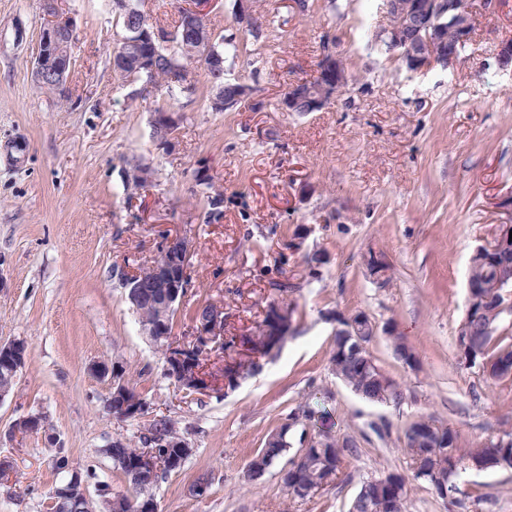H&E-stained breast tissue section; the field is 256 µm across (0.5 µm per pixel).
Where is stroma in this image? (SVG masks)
<instances>
[{
    "label": "stroma",
    "mask_w": 512,
    "mask_h": 512,
    "mask_svg": "<svg viewBox=\"0 0 512 512\" xmlns=\"http://www.w3.org/2000/svg\"><path fill=\"white\" fill-rule=\"evenodd\" d=\"M234 3H209L214 25L239 41L224 77L250 86L259 111H212L200 69L194 93L135 96L113 76L120 27L111 0H67L76 34L69 96L43 92L32 77L39 0H0V342L21 340L29 351L0 403V460L13 467L0 512H49L64 480L60 451L72 470L131 494L103 450L142 424L107 411L100 362L122 363L150 418L171 419L192 449L153 489L158 512H348L362 480L411 474L402 447L413 421L447 424L464 448L512 432V377L487 383L456 348L470 259L512 218L500 206L512 196V76L493 55L512 36V0L478 16L453 69L417 72L376 38L384 0H309L306 12L293 0H254L249 26ZM327 48L343 56L353 89L319 112L282 107L288 85L313 79ZM158 107L179 123L170 149L154 133ZM134 160L154 171L136 194L125 176ZM200 172L224 193L221 221L207 219ZM184 232L195 252L175 333L204 299L223 306L225 335L250 333L276 297L273 282L295 286L294 334L235 387L190 402L120 282L122 269L157 255L163 235ZM372 252L391 267L387 285L366 270ZM316 253L324 262L313 274L307 258ZM356 311L395 325L420 359L413 369L385 337L370 344L399 401L369 402L330 369L336 315ZM316 404L330 411L335 435L357 443L337 484L291 500L280 459L248 481L247 464L272 431L287 428L289 452L302 447L303 426L290 417ZM30 414L47 418L49 434L9 439ZM204 473L208 494L190 496ZM459 488L454 506L412 481L407 512H512V470L466 472Z\"/></svg>",
    "instance_id": "1"
}]
</instances>
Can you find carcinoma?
I'll return each instance as SVG.
<instances>
[{
    "instance_id": "carcinoma-1",
    "label": "carcinoma",
    "mask_w": 512,
    "mask_h": 512,
    "mask_svg": "<svg viewBox=\"0 0 512 512\" xmlns=\"http://www.w3.org/2000/svg\"><path fill=\"white\" fill-rule=\"evenodd\" d=\"M189 8L178 7V19L173 30L168 31L161 24L146 15L140 25L146 30L157 28L166 33L164 43L154 45L145 40L142 51L149 57L157 56L155 69L140 71L134 80L140 82L137 95L165 93L169 96L179 90L191 93L195 89L190 68L202 69L210 83L226 85L225 92L233 95L238 83L224 79V65L228 55L237 51L236 35L221 34L220 59L210 62L192 49L191 32L185 22ZM512 253L500 258L489 252L472 256L467 289V311L460 324L457 339L470 340V347L458 350L459 360L468 366H479L488 381L512 377V342L496 335L499 323L505 316V308L512 309V297L506 292L512 288ZM139 322L150 320L157 315L156 300L143 294L137 302ZM363 312L351 315L337 313L338 330L330 356V368L345 385L370 402L388 403L401 398L399 386L392 380L388 387H382L377 376L382 373L367 349L356 350L348 338L341 335L348 321L357 320ZM389 340L398 359L410 367L418 365L414 350L395 330L388 329ZM177 430L171 420L160 418L139 433L136 440L119 438L112 441L107 452L113 464L121 471L132 488L142 494L155 487L163 478L178 469H165L160 475L150 478L143 476L136 468L137 452L146 445H160L175 438ZM352 447L348 439L341 440L328 431L320 430L310 439L309 446L298 456L289 460L290 468L282 483L293 499L305 500L341 479L346 452ZM286 448L284 433H270L265 445L250 459L247 478L260 480L271 462L281 457ZM402 451L413 463V477L425 481L432 493L451 503H459V488L456 479L467 470H509L512 469V433L490 438L475 448L459 445L457 434L445 425L432 420H418L409 425L404 434ZM408 478L399 472H388L377 478L362 482L352 500L349 512H406Z\"/></svg>"
}]
</instances>
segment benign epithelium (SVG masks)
<instances>
[{"mask_svg": "<svg viewBox=\"0 0 512 512\" xmlns=\"http://www.w3.org/2000/svg\"><path fill=\"white\" fill-rule=\"evenodd\" d=\"M209 0H196L190 6L192 27L197 37V48L204 54L211 53L215 34L207 9ZM45 22L39 33L38 48L33 62V78L38 85L53 84L57 90L66 91L68 78L73 67L72 46L75 30L71 17L62 8V0H40ZM387 24L380 31L379 38L388 41L399 50V57L410 70L440 68L448 69L460 60L462 45L471 42L473 30L469 17L457 11L454 0H386ZM496 63L499 69H512V38L498 44ZM345 63L335 51L325 50L317 65V74L310 81H297L289 85L288 97L282 100L291 112H319L342 93L349 83L343 71ZM155 125L162 129L164 136L160 143L171 147L175 144L176 120L170 112H159ZM512 224L497 225L492 239L478 248V251H505L512 244L509 234ZM162 254L164 259L140 269L134 268L126 274L127 288H151L157 298L158 315L151 323L141 326L146 336H163L166 332L165 314L177 301L184 299L189 282V261L194 254L193 238L186 234L165 237ZM288 322L271 314L264 326L265 336H286ZM184 334L190 337L186 342H173L166 351V372L177 384H193L197 390L213 392L223 386L209 374L206 351L224 343V318L218 314L192 324ZM28 347L20 340L0 343V362L18 373L26 364ZM95 371L109 378L110 388L107 403L120 399L123 410L130 417L141 419V395L126 385L123 371L117 365L100 362ZM48 432L44 416L31 414L17 419L12 433ZM59 501L68 512H105L112 508V491L101 488L96 496L84 492V497L70 499L67 491H58Z\"/></svg>", "mask_w": 512, "mask_h": 512, "instance_id": "obj_1", "label": "benign epithelium"}]
</instances>
